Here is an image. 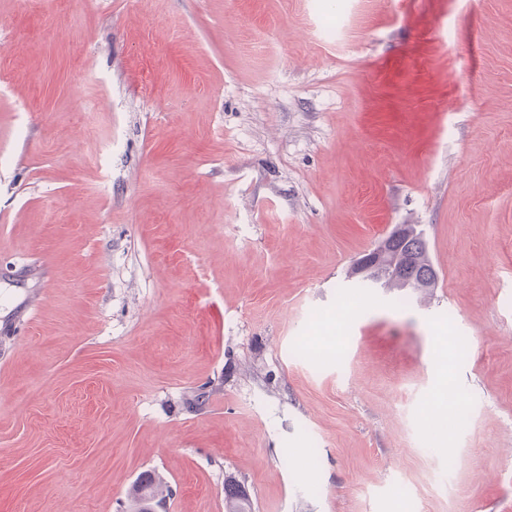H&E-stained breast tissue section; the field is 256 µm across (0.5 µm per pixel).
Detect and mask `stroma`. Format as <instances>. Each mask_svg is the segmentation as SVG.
I'll return each mask as SVG.
<instances>
[{
	"mask_svg": "<svg viewBox=\"0 0 512 512\" xmlns=\"http://www.w3.org/2000/svg\"><path fill=\"white\" fill-rule=\"evenodd\" d=\"M146 472L512 512V0H0V512ZM401 230L399 225L394 232ZM386 251L385 264L375 268L368 276L360 279L375 288H397L427 295L438 282V273L429 256L424 229L418 224H407L397 235L391 234L383 240ZM404 263L406 274H396Z\"/></svg>",
	"mask_w": 512,
	"mask_h": 512,
	"instance_id": "stroma-1",
	"label": "stroma"
}]
</instances>
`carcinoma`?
I'll use <instances>...</instances> for the list:
<instances>
[{
	"label": "carcinoma",
	"instance_id": "obj_1",
	"mask_svg": "<svg viewBox=\"0 0 512 512\" xmlns=\"http://www.w3.org/2000/svg\"><path fill=\"white\" fill-rule=\"evenodd\" d=\"M385 264L361 277L363 283L375 288H397L427 295L438 282V273L429 256L424 229L408 224L400 233L383 240ZM172 491L159 477L146 473L137 479L129 492L132 512H153ZM226 512H250V500L241 482L233 477L224 480Z\"/></svg>",
	"mask_w": 512,
	"mask_h": 512
}]
</instances>
